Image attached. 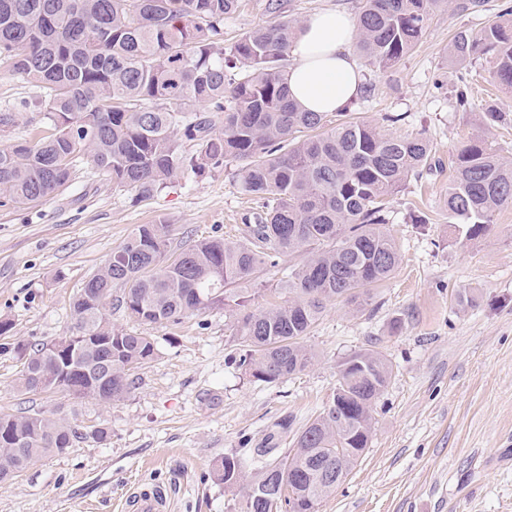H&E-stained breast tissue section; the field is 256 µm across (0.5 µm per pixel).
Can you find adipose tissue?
<instances>
[{"label":"adipose tissue","instance_id":"obj_1","mask_svg":"<svg viewBox=\"0 0 512 512\" xmlns=\"http://www.w3.org/2000/svg\"><path fill=\"white\" fill-rule=\"evenodd\" d=\"M355 36L353 18L341 12H320L302 24L290 50L295 63L285 74L300 110L332 114L360 96L364 77L351 51Z\"/></svg>","mask_w":512,"mask_h":512}]
</instances>
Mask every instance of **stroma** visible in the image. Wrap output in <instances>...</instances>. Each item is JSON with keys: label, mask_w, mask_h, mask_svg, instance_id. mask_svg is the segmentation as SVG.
<instances>
[{"label": "stroma", "mask_w": 512, "mask_h": 512, "mask_svg": "<svg viewBox=\"0 0 512 512\" xmlns=\"http://www.w3.org/2000/svg\"><path fill=\"white\" fill-rule=\"evenodd\" d=\"M437 9L412 52L384 71L363 69L370 96L357 120L429 140L449 161L477 134L512 161V126L483 128L479 112L456 105V91L512 114V93L493 85L487 54L457 64L455 33L480 31L512 0H485L460 11ZM38 84L0 65V112L15 123L0 150L50 133ZM234 165L182 178L150 199L113 188L85 153L72 178L51 197L0 207V413L75 412L78 424L107 428V441L86 439L0 483V512H119L137 487H170L173 512H232L234 492L213 471L225 454L254 448L287 451L295 432L321 412L351 353L376 350L392 367L374 409L371 441L358 464L318 512H512V205L497 211L490 232L465 239L448 215V173L410 178L391 204L384 230L400 260L373 288L369 305H328L305 343L313 366L263 383L237 363L234 320L211 309L176 324L141 325L124 312L114 325L153 336L158 354L136 374L138 387L112 403L74 405L62 394L18 386L20 343L71 335L72 301L139 224L166 222L172 245L202 238L242 239L259 210L239 191ZM474 289L473 306L456 295Z\"/></svg>", "instance_id": "obj_1"}]
</instances>
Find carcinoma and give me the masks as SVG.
<instances>
[{
	"label": "carcinoma",
	"mask_w": 512,
	"mask_h": 512,
	"mask_svg": "<svg viewBox=\"0 0 512 512\" xmlns=\"http://www.w3.org/2000/svg\"><path fill=\"white\" fill-rule=\"evenodd\" d=\"M239 0H0V62L48 91L44 101L54 133L0 150V206L37 203L72 176L84 151L112 181L140 198L191 174L239 164L242 193L262 201L246 225V242L202 239L172 257L167 224H139L92 274L72 302V335L91 343L60 368L56 343L19 344L24 358L19 386L62 393L76 402L98 399L112 385V400L134 388V370L152 361L155 339L119 330L109 318L122 309L142 324L175 323L221 308L236 317L246 347L239 364L274 383L308 369L315 353L304 338L327 304L357 307L394 271L399 253L381 226L389 203L410 175L440 166L424 138L344 120L327 127L321 112H302L284 81L289 46L300 24L281 18L282 0H266L272 23L224 45V20ZM440 0H360L355 49L365 66L385 70L412 51ZM496 61L493 78L512 90V7L480 32H456L451 57L465 63L485 54ZM457 105L480 109L486 127L507 126L495 104L476 105L467 89ZM202 105L224 114V128L182 122ZM196 143L189 152L183 142ZM454 175L445 204L468 240L485 236L494 214L512 204V163L478 135L451 159ZM300 257L288 272V301L246 310L260 292L261 272L285 256ZM122 295L112 298V291ZM322 412L295 434L293 448L274 457L259 448L252 458L224 455L215 470L241 493L240 512H317L335 492L336 451L352 448L350 472L368 448L374 406L391 367L378 352H357ZM108 431H90L66 414H0V476L24 472ZM256 472L242 477L248 464Z\"/></svg>",
	"instance_id": "carcinoma-1"
}]
</instances>
